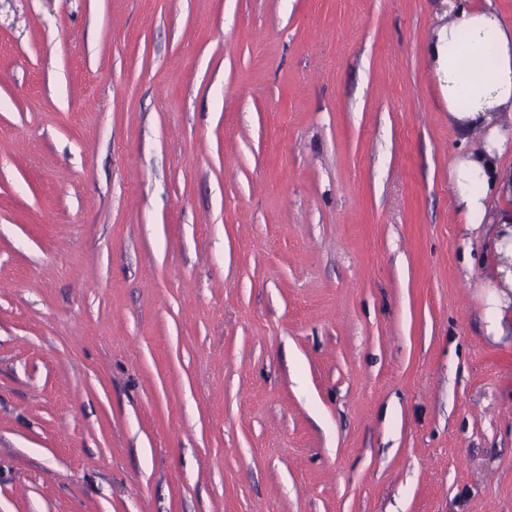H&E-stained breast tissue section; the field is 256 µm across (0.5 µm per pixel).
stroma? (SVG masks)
Here are the masks:
<instances>
[{
    "label": "stroma",
    "mask_w": 512,
    "mask_h": 512,
    "mask_svg": "<svg viewBox=\"0 0 512 512\" xmlns=\"http://www.w3.org/2000/svg\"><path fill=\"white\" fill-rule=\"evenodd\" d=\"M446 22L0 0V512H512Z\"/></svg>",
    "instance_id": "1"
}]
</instances>
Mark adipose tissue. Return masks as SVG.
<instances>
[{
  "instance_id": "obj_1",
  "label": "adipose tissue",
  "mask_w": 512,
  "mask_h": 512,
  "mask_svg": "<svg viewBox=\"0 0 512 512\" xmlns=\"http://www.w3.org/2000/svg\"><path fill=\"white\" fill-rule=\"evenodd\" d=\"M488 48L489 64L476 77L463 70L467 55ZM431 55L443 74L448 119L466 147L450 168L455 203L465 223L492 231L494 282L485 293L483 323L490 336L512 325V24L490 0H448V24Z\"/></svg>"
}]
</instances>
